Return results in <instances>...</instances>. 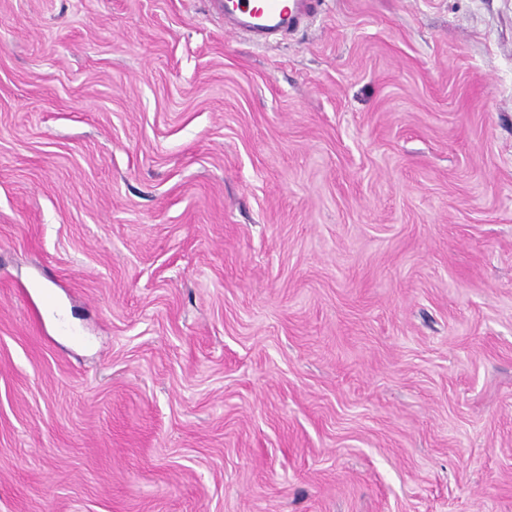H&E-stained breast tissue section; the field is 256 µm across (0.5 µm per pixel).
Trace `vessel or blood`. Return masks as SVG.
<instances>
[{"mask_svg": "<svg viewBox=\"0 0 512 512\" xmlns=\"http://www.w3.org/2000/svg\"><path fill=\"white\" fill-rule=\"evenodd\" d=\"M226 30H239L266 42L302 25L313 13L312 0H214Z\"/></svg>", "mask_w": 512, "mask_h": 512, "instance_id": "obj_1", "label": "vessel or blood"}]
</instances>
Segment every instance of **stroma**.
Masks as SVG:
<instances>
[{
	"instance_id": "35a3bbf8",
	"label": "stroma",
	"mask_w": 512,
	"mask_h": 512,
	"mask_svg": "<svg viewBox=\"0 0 512 512\" xmlns=\"http://www.w3.org/2000/svg\"><path fill=\"white\" fill-rule=\"evenodd\" d=\"M0 512H512V0H0ZM289 1L214 0L213 3L223 12L226 31L241 30L255 41L266 42L299 27L313 15V0Z\"/></svg>"
}]
</instances>
